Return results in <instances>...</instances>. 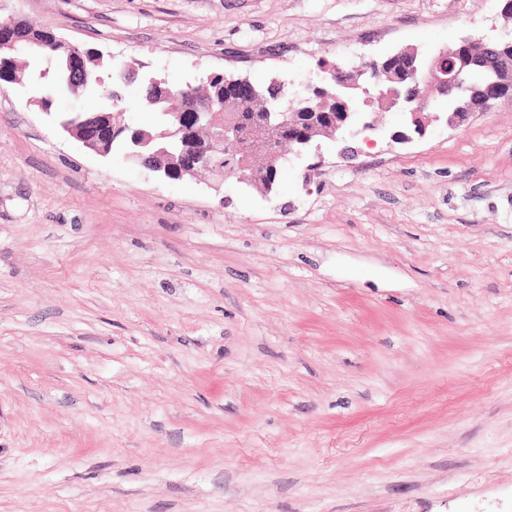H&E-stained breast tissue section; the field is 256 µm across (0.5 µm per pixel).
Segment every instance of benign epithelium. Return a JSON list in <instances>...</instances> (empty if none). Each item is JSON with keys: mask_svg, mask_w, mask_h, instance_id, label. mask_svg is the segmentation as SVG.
<instances>
[{"mask_svg": "<svg viewBox=\"0 0 512 512\" xmlns=\"http://www.w3.org/2000/svg\"><path fill=\"white\" fill-rule=\"evenodd\" d=\"M475 39L462 38L454 47H440L429 54L401 49L383 61L371 59L347 71L337 64L320 66L323 76L319 83L307 87L308 95L288 98L286 84L273 80L279 97L289 99L308 110L307 123L311 131H301L292 137L298 113L289 107L275 104L255 112H238L241 104L256 97V87L247 79H223L216 95L199 97L187 83L173 91L151 76H144L162 97H175L180 111L170 113L175 119L166 132L171 141L154 144L140 135L139 129L117 122V113L99 114L81 121L59 122L61 130L80 142L84 148L100 156H108V143L121 136H130L132 152L127 158L149 172L171 178L198 175L209 171L222 180L234 179L249 187L257 185L252 164L261 160L272 173L289 161V155L322 158L327 143L336 144L337 152L345 158L355 156L353 143L363 133L379 130L364 106L383 99L408 117L410 123L422 126L441 125L455 128L463 124L477 109L512 96V41L481 39L483 50L476 55L470 51ZM40 42L32 37L14 35L11 23L0 24V49L36 53ZM319 99L331 101L339 108L327 112L314 103L311 92ZM445 98L451 105L447 112L427 111L430 98ZM223 111H216V107Z\"/></svg>", "mask_w": 512, "mask_h": 512, "instance_id": "7a95c632", "label": "benign epithelium"}]
</instances>
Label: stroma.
I'll return each instance as SVG.
<instances>
[{
    "mask_svg": "<svg viewBox=\"0 0 512 512\" xmlns=\"http://www.w3.org/2000/svg\"><path fill=\"white\" fill-rule=\"evenodd\" d=\"M501 0H0L177 84L512 35ZM0 82V512H512V102L263 197Z\"/></svg>",
    "mask_w": 512,
    "mask_h": 512,
    "instance_id": "stroma-1",
    "label": "stroma"
}]
</instances>
